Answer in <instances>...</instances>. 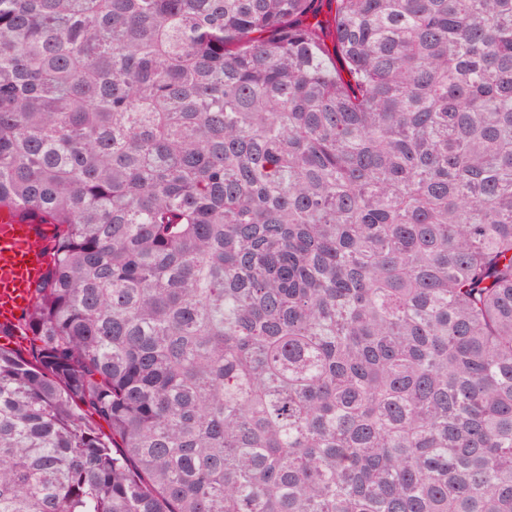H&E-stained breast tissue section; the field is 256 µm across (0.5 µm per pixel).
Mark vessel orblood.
Instances as JSON below:
<instances>
[{
    "label": "vessel or blood",
    "instance_id": "1",
    "mask_svg": "<svg viewBox=\"0 0 512 512\" xmlns=\"http://www.w3.org/2000/svg\"><path fill=\"white\" fill-rule=\"evenodd\" d=\"M48 262L37 225L7 214L0 216V331L14 332L28 312Z\"/></svg>",
    "mask_w": 512,
    "mask_h": 512
}]
</instances>
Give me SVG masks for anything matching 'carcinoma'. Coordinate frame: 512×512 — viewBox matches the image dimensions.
Wrapping results in <instances>:
<instances>
[{
  "label": "carcinoma",
  "instance_id": "cac0c4a2",
  "mask_svg": "<svg viewBox=\"0 0 512 512\" xmlns=\"http://www.w3.org/2000/svg\"><path fill=\"white\" fill-rule=\"evenodd\" d=\"M2 210L0 512H512V0H0ZM49 255L38 224L3 214L0 220V330L14 333L33 303L35 286L47 271Z\"/></svg>",
  "mask_w": 512,
  "mask_h": 512
}]
</instances>
